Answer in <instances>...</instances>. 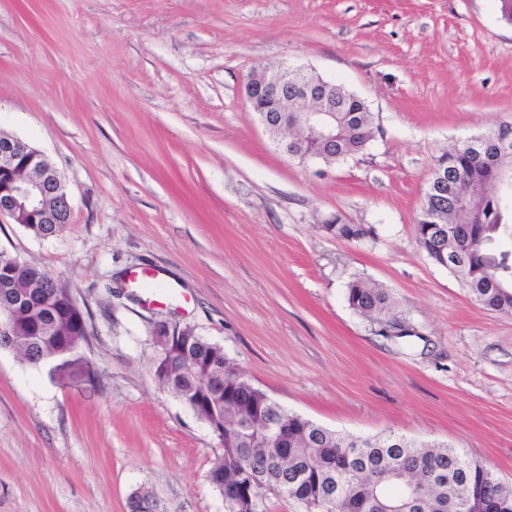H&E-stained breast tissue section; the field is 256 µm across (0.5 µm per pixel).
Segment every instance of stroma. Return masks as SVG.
<instances>
[{
	"label": "stroma",
	"instance_id": "35a3bbf8",
	"mask_svg": "<svg viewBox=\"0 0 512 512\" xmlns=\"http://www.w3.org/2000/svg\"><path fill=\"white\" fill-rule=\"evenodd\" d=\"M315 70L367 102L366 151L318 174L245 103L253 71ZM512 123L498 0H0V132L44 152L71 197L0 252L59 278L85 340L31 366L0 349V512H224L220 441L152 373L153 322L223 345L288 411L357 436L468 454L512 483V316L433 264L415 222L436 156ZM370 224L349 242L332 220ZM167 290L150 305L129 277ZM393 295L415 336L346 299ZM347 301L356 313L380 327L397 330L398 325L404 322L390 293L362 279L348 283Z\"/></svg>",
	"mask_w": 512,
	"mask_h": 512
}]
</instances>
